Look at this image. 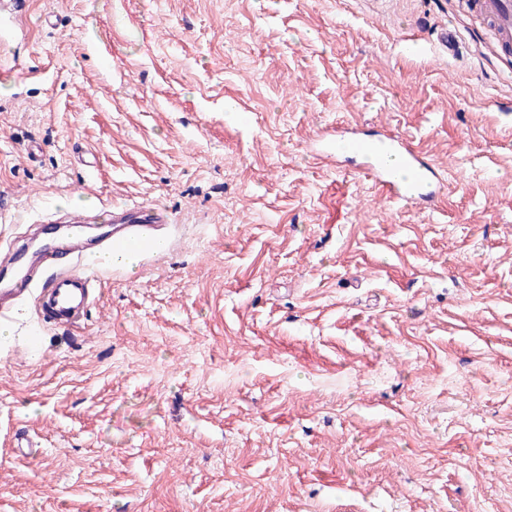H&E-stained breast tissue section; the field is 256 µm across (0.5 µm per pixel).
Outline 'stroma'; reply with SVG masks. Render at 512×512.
I'll return each mask as SVG.
<instances>
[{"instance_id": "stroma-1", "label": "stroma", "mask_w": 512, "mask_h": 512, "mask_svg": "<svg viewBox=\"0 0 512 512\" xmlns=\"http://www.w3.org/2000/svg\"><path fill=\"white\" fill-rule=\"evenodd\" d=\"M21 14L0 237L160 205L175 245L0 343V512H512V54L467 0ZM351 126L450 191L423 212L315 156Z\"/></svg>"}]
</instances>
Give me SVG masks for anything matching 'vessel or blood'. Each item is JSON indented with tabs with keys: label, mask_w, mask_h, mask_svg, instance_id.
Wrapping results in <instances>:
<instances>
[{
	"label": "vessel or blood",
	"mask_w": 512,
	"mask_h": 512,
	"mask_svg": "<svg viewBox=\"0 0 512 512\" xmlns=\"http://www.w3.org/2000/svg\"><path fill=\"white\" fill-rule=\"evenodd\" d=\"M472 10L492 27L502 52H512V0H470ZM345 154L357 157L386 198L423 209L431 208L445 194L448 183L439 168L423 160L411 142L392 134L354 132L343 140ZM109 233L88 240L81 215L67 218V233L58 241L17 261L6 241L0 239V318L14 314L17 300L29 297L42 318L59 327H71L87 315L90 292L102 270L94 256L158 248L159 229L171 223L169 212L159 207L112 206Z\"/></svg>",
	"instance_id": "obj_1"
}]
</instances>
